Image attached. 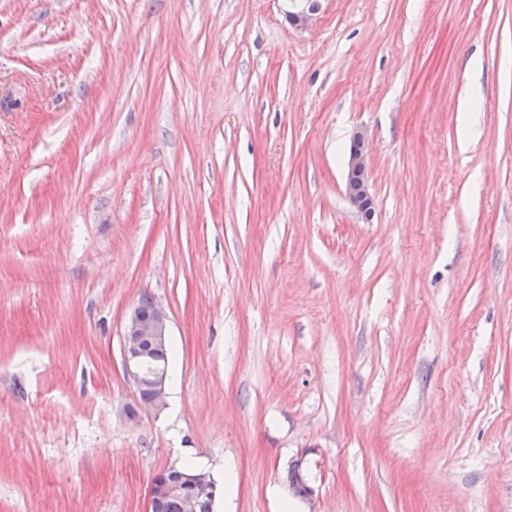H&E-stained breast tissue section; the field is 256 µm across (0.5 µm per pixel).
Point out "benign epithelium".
Listing matches in <instances>:
<instances>
[{
    "label": "benign epithelium",
    "mask_w": 512,
    "mask_h": 512,
    "mask_svg": "<svg viewBox=\"0 0 512 512\" xmlns=\"http://www.w3.org/2000/svg\"><path fill=\"white\" fill-rule=\"evenodd\" d=\"M318 7L308 6L288 13V22L298 28L307 29L315 20ZM366 133L358 130L353 135L346 173V194L353 208L365 219H370L374 210V198L369 184V159L365 146ZM169 338V316L165 307L155 301L147 310L136 306L127 318L122 335V357L126 372L136 385L148 382L153 399L148 406L159 410L166 405L167 374L157 373L151 378L142 376V365L147 352L155 345H165ZM213 485V477L203 471L182 472L171 465L161 470L149 487L148 512H163V505L173 495L179 497L182 512H205L213 509L214 503L206 501L207 491Z\"/></svg>",
    "instance_id": "1"
}]
</instances>
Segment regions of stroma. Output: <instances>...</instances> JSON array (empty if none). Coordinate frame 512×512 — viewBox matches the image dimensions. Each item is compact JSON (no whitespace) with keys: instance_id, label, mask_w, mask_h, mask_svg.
<instances>
[{"instance_id":"35a3bbf8","label":"stroma","mask_w":512,"mask_h":512,"mask_svg":"<svg viewBox=\"0 0 512 512\" xmlns=\"http://www.w3.org/2000/svg\"><path fill=\"white\" fill-rule=\"evenodd\" d=\"M287 9L0 0V512H512V0ZM365 141L366 133L363 130L354 133L346 173V194L353 208L368 220L373 214L374 198L370 191L369 159ZM149 295H142L138 305L134 307L127 318L122 335V357L126 372L133 378L137 387L148 382L149 387L142 388L138 395L140 401L135 405L127 406L123 411L124 418L129 422L139 419L143 410L142 402L155 410H160L166 405L167 398V374L157 373L152 378L142 376V365L147 352L152 348L146 359V369L157 367L168 369L169 364V316L165 307L157 301H153ZM147 310L146 309L150 306ZM154 395V396H153ZM183 467L184 470L193 472H182L176 465H171L152 479L149 487L148 512L163 511V505L172 495H177L180 501H167L164 512H181V508L182 512L207 510L206 495L213 485V477L207 472L194 471L191 470L194 468L189 466Z\"/></svg>"}]
</instances>
